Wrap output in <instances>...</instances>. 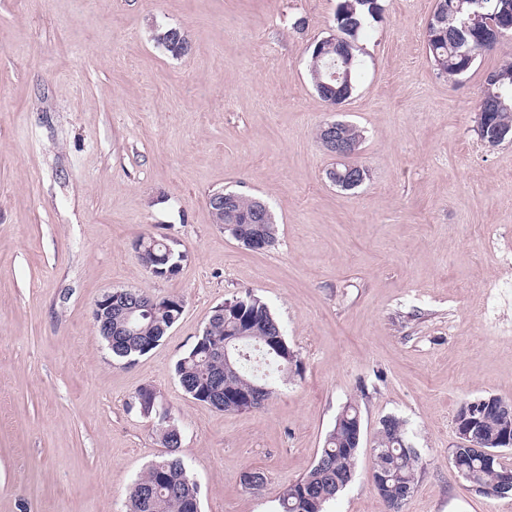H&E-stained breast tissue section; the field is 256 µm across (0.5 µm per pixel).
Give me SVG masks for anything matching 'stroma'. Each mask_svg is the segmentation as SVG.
Returning a JSON list of instances; mask_svg holds the SVG:
<instances>
[{
  "label": "stroma",
  "mask_w": 512,
  "mask_h": 512,
  "mask_svg": "<svg viewBox=\"0 0 512 512\" xmlns=\"http://www.w3.org/2000/svg\"><path fill=\"white\" fill-rule=\"evenodd\" d=\"M339 0H0V512H124L164 454L153 386L178 420L201 512H275L313 466L338 413L358 405L362 445L328 512H386L370 480L379 422L405 421L423 466L403 512H512L448 459L460 406L512 402V288L492 318L476 301L512 254V142L475 117L486 72L512 34L460 81L426 47L435 0H382L358 40L355 90L331 111L309 77L311 46ZM179 27L173 57L157 30ZM351 122L368 171L345 191L316 137ZM263 199L275 245L243 247L207 205L217 190ZM176 239L170 279L132 242ZM115 288L180 297L184 310L134 363L93 327ZM252 292L284 327L301 375L260 410L194 401L175 375L216 306ZM265 473L263 488L240 474Z\"/></svg>",
  "instance_id": "stroma-1"
}]
</instances>
